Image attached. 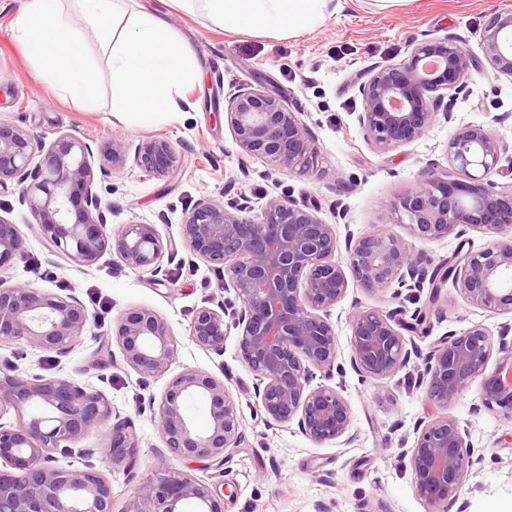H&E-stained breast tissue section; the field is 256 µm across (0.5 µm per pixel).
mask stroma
<instances>
[{
  "label": "stroma",
  "instance_id": "1",
  "mask_svg": "<svg viewBox=\"0 0 512 512\" xmlns=\"http://www.w3.org/2000/svg\"><path fill=\"white\" fill-rule=\"evenodd\" d=\"M23 0H0V121L19 126L53 142L63 134L90 136L97 142H124L123 169L98 176L103 204L119 207L113 225L154 224L162 239L182 240L186 210L199 199L224 201L230 177L240 167L250 170L240 189L262 209L273 196L311 198L321 204L320 218L336 224L339 235L393 233L407 236L404 225L388 223L392 204L421 187L429 165H448V142L465 124L491 127L512 158V79L496 76L489 65L471 71L468 96L453 102L451 118L436 116L425 135L412 143L378 153L366 140L356 116L363 109L353 86L356 76L373 64H396L412 47L429 38L458 35L472 55H480L479 30L496 12L512 11V0H398L381 9L374 0H346L328 12L325 22L296 35L270 37L201 16L171 9L168 20L197 49L200 77L188 90L184 111L153 125L129 128L111 113L112 90L107 65L98 72V107L90 110L40 85L12 36ZM262 77L267 87L286 94L300 112L315 143L307 167L284 169L267 158L250 157L239 147L224 117L225 100L235 86ZM506 114L505 122L495 117ZM154 139L172 143L178 152L173 175L158 177L139 168L137 148ZM348 213L337 222L333 204ZM0 216L18 224L25 252L0 271L9 283H30L41 291L78 297L95 323L63 357L23 341H1L0 360L7 358L29 374L63 376L101 391L133 426L138 446L120 465L95 452L102 430H91L81 445L93 449L85 457L55 452L60 469L93 467L112 487V512H126L139 486L167 469L187 472L207 483L224 512H433L415 491L410 463L416 425L449 415L468 430L480 460L467 478L459 500L465 512H512V418L488 409L478 384H471L447 409L431 406L417 367L407 366L384 380L362 377L350 361L347 314L354 304L389 310L400 302L384 295L370 297L349 287L336 306L339 367L330 381L346 399L351 413L352 444L318 445L296 424L267 423L254 398L255 379L238 349L239 331L225 319L224 351L200 348L189 334L195 311L225 302L240 309L234 288L209 263L179 250L164 262V272L134 271L116 256L104 254L92 266H78L40 235L15 187L0 193ZM490 235L463 228L460 233L416 248L429 266L454 252L478 251ZM107 310H100V303ZM136 308L154 310L169 324L176 340V359L169 373L145 377L123 360L95 363L94 356L111 336L122 314ZM506 318L470 305L459 287H442L441 302L430 314L426 335L416 348L429 355L448 332L461 333L480 324L497 333ZM193 368L224 380L242 418L245 440L228 463L214 466L174 457L158 427V401L171 375Z\"/></svg>",
  "mask_w": 512,
  "mask_h": 512
}]
</instances>
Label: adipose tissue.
Returning <instances> with one entry per match:
<instances>
[{"label": "adipose tissue", "mask_w": 512, "mask_h": 512, "mask_svg": "<svg viewBox=\"0 0 512 512\" xmlns=\"http://www.w3.org/2000/svg\"><path fill=\"white\" fill-rule=\"evenodd\" d=\"M330 0H25L13 28L36 79L56 93L96 103L98 58L106 56L112 111L126 126L180 111L199 74L197 54L168 21L178 7L273 37L305 31L326 18ZM97 43L98 52L88 51Z\"/></svg>", "instance_id": "adipose-tissue-1"}]
</instances>
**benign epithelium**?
Here are the masks:
<instances>
[{
	"label": "benign epithelium",
	"instance_id": "7a95c632",
	"mask_svg": "<svg viewBox=\"0 0 512 512\" xmlns=\"http://www.w3.org/2000/svg\"><path fill=\"white\" fill-rule=\"evenodd\" d=\"M458 36L431 38L416 44L397 64L373 65L353 85L364 104L357 121L379 153L421 138L437 114L450 118L446 97L466 92L464 81L475 59ZM484 59L498 76L512 79V12L489 17L480 32ZM227 123L243 152L264 157L285 169L304 163L314 150L308 126L285 97L261 85L243 83L228 96ZM505 147L492 130L466 125L448 142L451 170L429 167L416 191L398 198L391 224H406L411 238L439 241L464 225L502 239L454 258L452 279L470 304L499 315H512V191L497 190L493 172ZM121 168L124 144L113 140L92 146L87 138L57 137L50 146L16 125L0 122V189L15 183L19 200L36 220L40 234L67 258L91 265L109 252L132 270L159 273L163 257L175 258L177 246L163 242L155 225L130 222L110 230L101 205L92 165ZM136 161L145 171L167 176L178 155L166 140L138 147ZM251 199L239 192L226 202L201 199L182 223L183 246L224 272L241 308L239 353L256 377L255 391L267 420L294 422L316 444L347 437L351 411L333 387H310L314 371L330 379L336 369L339 341L331 310L353 283L364 293L382 296L392 284L411 292L431 285L429 302L439 286L428 275L413 243L390 233L348 234L339 242L335 225L325 223L317 201L290 195L273 197L261 214H252ZM345 245L346 265L334 261ZM24 236L19 226L0 216V268L19 255ZM225 305L202 307L191 324L200 347L224 352ZM427 318L419 307L410 319L400 310L354 306L349 316L351 361L374 379H387L409 363L406 334ZM93 316L75 296L43 292L28 284H6L0 277V340L21 341L65 355L91 324ZM512 324L500 327L498 347L482 326L448 334L426 364L430 403L451 406L475 380L481 400L512 416ZM126 365L145 376L165 374L175 359V340L167 321L150 309L122 315L113 331ZM493 371H487L492 355ZM199 398L207 407L210 427L200 432L184 413L182 400ZM14 412L16 424L0 423V512H112L108 479L93 469H56L52 452L78 443L92 428L105 429L103 443L85 452L113 464L134 451L129 423L112 421V407L99 391H87L67 378L24 375L9 361L0 362V418ZM159 429L167 448L182 459L224 464L244 441L236 404L224 381L186 368L168 383L162 397ZM467 430L448 416L420 430L412 449L417 494L435 512H448L460 496L477 460ZM127 512H222L208 486L181 471H167L135 492Z\"/></svg>",
	"mask_w": 512,
	"mask_h": 512
}]
</instances>
